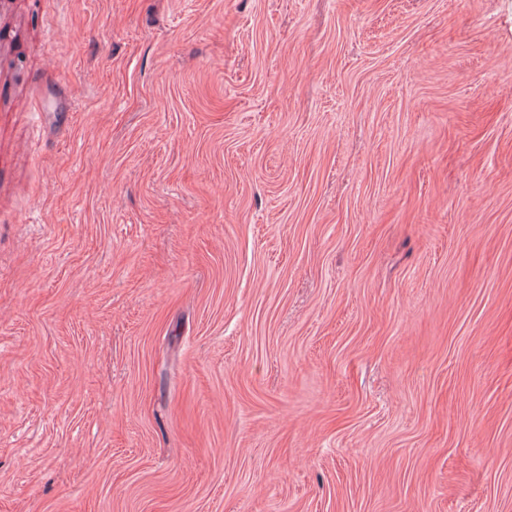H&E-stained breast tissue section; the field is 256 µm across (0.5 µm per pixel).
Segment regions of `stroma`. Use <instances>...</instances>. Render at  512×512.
I'll list each match as a JSON object with an SVG mask.
<instances>
[{
    "mask_svg": "<svg viewBox=\"0 0 512 512\" xmlns=\"http://www.w3.org/2000/svg\"><path fill=\"white\" fill-rule=\"evenodd\" d=\"M0 512H512V0H0Z\"/></svg>",
    "mask_w": 512,
    "mask_h": 512,
    "instance_id": "obj_1",
    "label": "stroma"
}]
</instances>
